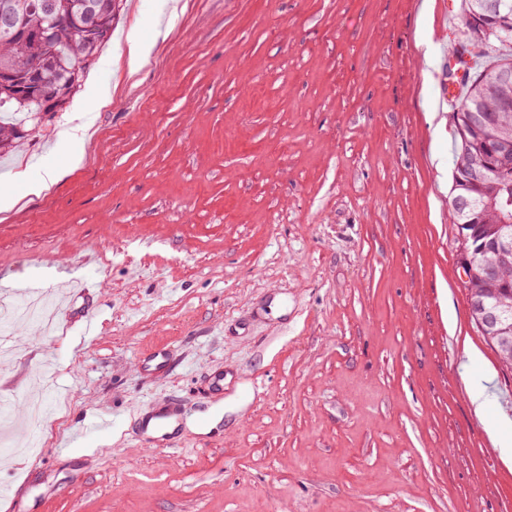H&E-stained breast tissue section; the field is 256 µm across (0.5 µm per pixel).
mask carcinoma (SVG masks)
I'll list each match as a JSON object with an SVG mask.
<instances>
[{
	"mask_svg": "<svg viewBox=\"0 0 512 512\" xmlns=\"http://www.w3.org/2000/svg\"><path fill=\"white\" fill-rule=\"evenodd\" d=\"M56 2L49 40L0 39V112H25L35 127L42 117H53L81 87L117 17V0H95L89 23L98 29L99 40L90 41L76 32L75 0ZM503 4L499 12L490 13L483 0H465L464 27L456 42L466 94L453 113L452 164L473 171L454 179L453 198H468L472 208L462 215L452 204L450 217L460 226V237L478 244L489 240L499 225H512V206H507L512 203V169L488 166L484 157L489 143L512 156V54L503 52L512 47V0ZM26 136L20 125L0 124V151L15 149ZM487 266L497 268L496 280L484 279ZM465 287L512 303V262H501L493 252L474 255Z\"/></svg>",
	"mask_w": 512,
	"mask_h": 512,
	"instance_id": "1",
	"label": "carcinoma"
}]
</instances>
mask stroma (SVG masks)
Listing matches in <instances>:
<instances>
[{"label":"stroma","mask_w":512,"mask_h":512,"mask_svg":"<svg viewBox=\"0 0 512 512\" xmlns=\"http://www.w3.org/2000/svg\"><path fill=\"white\" fill-rule=\"evenodd\" d=\"M180 2L160 38L164 0H121L80 91L0 156V183L23 174L0 297L92 284L57 331L0 336L9 422L31 430L46 366L57 419L33 456L0 436V491L15 512H497L512 461L484 445L512 440V371L471 322L440 103L462 0ZM78 102L73 167L53 147ZM162 406L182 421L147 442Z\"/></svg>","instance_id":"stroma-1"}]
</instances>
